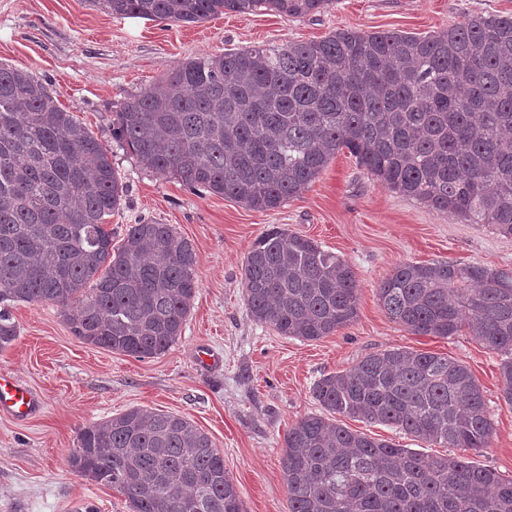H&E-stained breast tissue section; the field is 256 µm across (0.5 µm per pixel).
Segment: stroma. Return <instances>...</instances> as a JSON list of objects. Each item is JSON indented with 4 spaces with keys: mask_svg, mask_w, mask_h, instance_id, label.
<instances>
[{
    "mask_svg": "<svg viewBox=\"0 0 512 512\" xmlns=\"http://www.w3.org/2000/svg\"><path fill=\"white\" fill-rule=\"evenodd\" d=\"M473 13L512 16V0H337L299 18L235 13L197 24L120 17L88 0H0V63L27 70L111 152L127 186L107 220L113 245L127 225L169 224L197 255L198 290L179 340L138 359L75 338L59 306L17 305V340L0 371L42 401L25 420L0 415V512H129L119 492L74 473L68 454L80 430L131 407L185 417L224 454L245 512H288L280 465L287 431L321 413L312 395L323 376L389 349L439 353L466 364L480 384L495 431L472 462L512 478V406L502 396L500 354L468 330L417 335L392 321L377 289L402 263L450 261L512 271V236L471 224L390 190L337 154L312 185L261 212L144 168L112 136V120L133 95L180 61L251 46L317 40L337 29L426 36ZM317 242L351 266L358 318L318 341L279 335L250 316L242 289L247 252L268 225ZM344 426L428 456H456L394 426L344 419Z\"/></svg>",
    "mask_w": 512,
    "mask_h": 512,
    "instance_id": "1",
    "label": "stroma"
}]
</instances>
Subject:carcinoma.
<instances>
[{"label":"carcinoma","instance_id":"1","mask_svg":"<svg viewBox=\"0 0 512 512\" xmlns=\"http://www.w3.org/2000/svg\"><path fill=\"white\" fill-rule=\"evenodd\" d=\"M118 16L199 23L225 12L319 13L331 0H89ZM112 133L151 171L276 210L346 149L391 190L512 235V17L470 15L434 35L338 30L271 48L189 58L123 103ZM126 185L108 148L27 71L0 64V352L19 303L74 306L80 341L154 358L182 335L196 294L192 244L169 224L105 220ZM248 310L282 336L320 340L358 316L350 265L279 226L251 245ZM379 300L419 335L468 328L501 353L512 405V272L448 261L400 265ZM331 414L478 452L494 433L462 362L394 349L320 378ZM288 512H512V480L434 458L320 414L285 434ZM71 470L131 512H243L224 454L187 419L132 407L84 427Z\"/></svg>","mask_w":512,"mask_h":512}]
</instances>
